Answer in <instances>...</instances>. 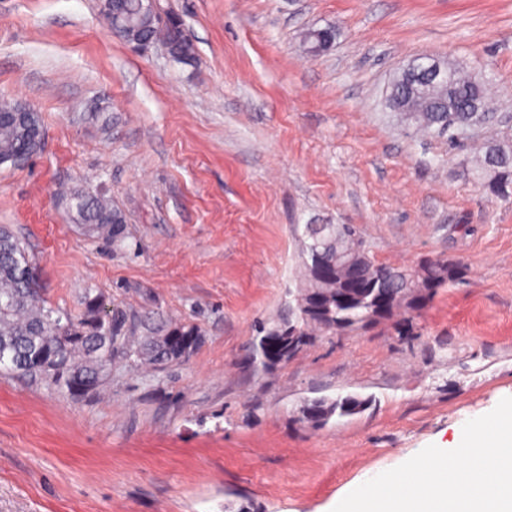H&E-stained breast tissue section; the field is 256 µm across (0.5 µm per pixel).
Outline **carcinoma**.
Here are the masks:
<instances>
[{"label": "carcinoma", "mask_w": 512, "mask_h": 512, "mask_svg": "<svg viewBox=\"0 0 512 512\" xmlns=\"http://www.w3.org/2000/svg\"><path fill=\"white\" fill-rule=\"evenodd\" d=\"M107 19L118 23L119 37L130 44L162 42L179 62L193 57V45L181 24L163 20L149 0H104ZM470 85L459 71L452 73L444 101L461 103ZM0 102V165H15L14 159L33 157L41 150L43 132L35 112H11ZM425 128L448 131L454 142L468 131L494 119L491 112L413 113ZM478 176L491 193L508 196L512 187V149L494 144L478 163ZM79 223L91 236L114 242L124 237L122 212L100 192L70 195ZM305 283L295 297L291 316L271 328H263L271 342H252L247 357L250 369L269 372L288 361V336L298 330L303 346L318 336H334L338 329L358 334L383 322L393 323L402 335L410 334L411 317L433 301L439 290L463 281L462 264L437 260L418 279L375 262L368 245L349 224H308L303 241ZM204 342L196 324L131 319L119 306L108 308L99 294L86 292L79 314L72 315L46 305L34 278L33 268L14 235L0 227V365L29 378L55 386L71 397L76 386L93 382L100 386L101 372H109L112 361L121 359L136 369L154 370L159 364L173 366L187 361ZM369 400L345 396L334 400L316 398L305 403V420L324 425L335 415L362 412Z\"/></svg>", "instance_id": "carcinoma-1"}]
</instances>
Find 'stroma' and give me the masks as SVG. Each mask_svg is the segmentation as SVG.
<instances>
[{
  "label": "stroma",
  "mask_w": 512,
  "mask_h": 512,
  "mask_svg": "<svg viewBox=\"0 0 512 512\" xmlns=\"http://www.w3.org/2000/svg\"><path fill=\"white\" fill-rule=\"evenodd\" d=\"M194 45L179 63L112 34L103 0H0V101L38 112L41 151L0 165V227L44 298L86 290L193 322L185 363L114 362L74 398L0 369V512H332L359 481L512 397V197L474 168L512 146V0H156ZM332 30L320 56L304 33ZM417 58L482 77L501 120L460 144L390 111ZM105 193L115 243L84 233L70 193ZM309 224H351L394 267L460 262L400 336H319L265 374L263 326L303 282ZM363 412L316 427L306 400Z\"/></svg>",
  "instance_id": "obj_1"
}]
</instances>
